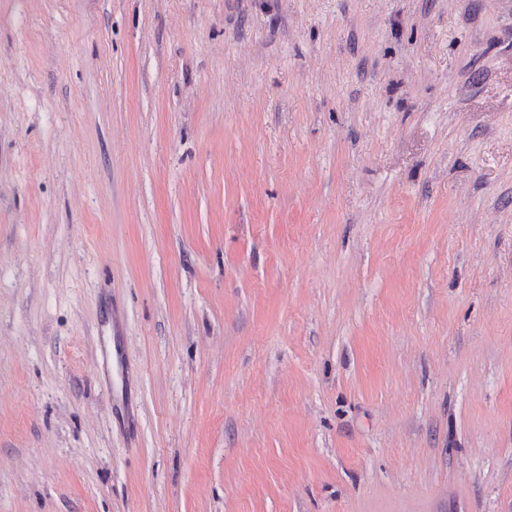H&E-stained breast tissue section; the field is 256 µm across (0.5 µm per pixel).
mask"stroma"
Segmentation results:
<instances>
[{"label": "stroma", "instance_id": "obj_1", "mask_svg": "<svg viewBox=\"0 0 512 512\" xmlns=\"http://www.w3.org/2000/svg\"><path fill=\"white\" fill-rule=\"evenodd\" d=\"M0 512H512V0H0Z\"/></svg>", "mask_w": 512, "mask_h": 512}]
</instances>
